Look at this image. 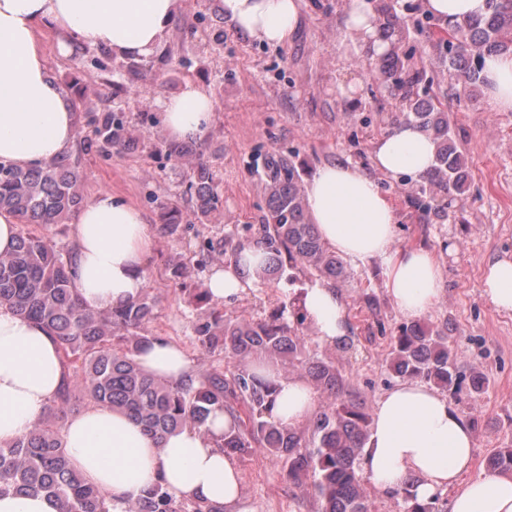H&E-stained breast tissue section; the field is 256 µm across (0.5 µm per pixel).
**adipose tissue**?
<instances>
[{
	"label": "adipose tissue",
	"mask_w": 512,
	"mask_h": 512,
	"mask_svg": "<svg viewBox=\"0 0 512 512\" xmlns=\"http://www.w3.org/2000/svg\"><path fill=\"white\" fill-rule=\"evenodd\" d=\"M181 0H0V165L28 168L67 155L77 134L71 98L56 82L37 38L40 25L65 34L77 46L104 47L121 58L150 57L162 45ZM219 9L250 38L280 45L297 31L299 0H218ZM346 57L376 63L389 49L371 0H350L341 39ZM485 101L490 111L512 112V54L484 60ZM170 138L201 139L216 118V103L193 81L161 103ZM432 138L401 123L373 144V164L384 175L417 181L431 169ZM305 199L322 241L356 263L377 261L399 311L415 319L442 295L443 268L432 250L396 243L397 213L379 185L359 167H319ZM73 238L76 275L72 288L88 308L104 309L140 298L147 286L144 265L154 239L136 206L110 191L95 194L76 214ZM263 250L244 249L238 264L215 269L207 286L214 300L230 302L249 286L238 267L259 269ZM482 297L512 311V260L488 263ZM324 344L346 338L344 300L314 282L288 291ZM150 372L171 382L188 369L174 344H155L140 356ZM63 381L58 345L45 328L0 305V444L27 432L52 403ZM272 410L287 427L302 425L314 412L309 384L296 376L278 378ZM231 423L212 414L208 433L185 428L155 441L126 415L100 406L69 418L62 437L74 466L101 491L111 494L112 512H124L156 479L176 496L247 512L235 457L219 442ZM364 470L382 493L410 490L418 502L448 494V512H512V472L474 469L470 423L432 385L406 380L389 389L372 413ZM414 486H407L409 476Z\"/></svg>",
	"instance_id": "1"
}]
</instances>
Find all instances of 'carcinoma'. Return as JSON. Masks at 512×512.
Wrapping results in <instances>:
<instances>
[{"label": "carcinoma", "mask_w": 512, "mask_h": 512, "mask_svg": "<svg viewBox=\"0 0 512 512\" xmlns=\"http://www.w3.org/2000/svg\"><path fill=\"white\" fill-rule=\"evenodd\" d=\"M377 12L383 29L398 32L397 43L383 56L380 75L396 83L392 95L406 101L399 120L411 121L432 135L435 164L422 178L421 191L462 198L470 187L467 164L451 136L448 114L419 99L421 72L413 70L397 52L407 37L393 6L380 0ZM437 62L465 92L481 88L484 58L512 52V0H488L485 14L445 29L433 43ZM99 151L121 152L135 140L126 122L107 113L97 129ZM169 155L188 166L189 190L195 192V213L206 220L219 201L211 167L191 146L168 149ZM262 173L268 194L266 223L248 224L243 240L214 243L201 252L216 251L236 262L243 249L257 246L267 254L265 266L255 275L262 281L297 265L320 278L336 282L347 277L343 259L321 240L306 215V200L296 166L283 154H267ZM83 201L81 178L67 155L27 169L0 166V211L18 220L14 250L0 254V305L50 331L57 341L62 368L76 369V378L63 379L57 396L31 429L13 441L0 444V495H45L57 512H112V497L86 480L71 463L62 431L73 400L88 398L93 404L124 412L156 440L186 427L207 429L216 410L232 417L221 447L238 458L265 450L288 466V478L305 477L318 512H370L359 468L369 435L370 414L365 401L346 390V379L332 359L305 356V337L299 327L308 322L297 312L298 328L282 322L286 306L258 318L228 317L210 310L209 290L193 294L200 315L194 325L195 341L203 353L216 351L238 365L230 375L215 368H200L180 383H171L147 371L138 355L146 344L159 340L146 334L154 302L143 296L106 310L85 307L72 290L76 272L75 251L62 255L54 237L30 230L65 224ZM159 231L175 237L182 230L178 201L161 203ZM271 361L288 372L298 367L329 402L308 420L310 435L283 427L271 419L277 392L274 379L257 369ZM457 354L448 334L418 323L403 325L392 337L390 367L398 377L420 379L448 390L456 379ZM488 472L512 471V448H503L485 462ZM404 512H439L437 502L421 504L402 495ZM124 512H203L191 499L176 498L156 480Z\"/></svg>", "instance_id": "carcinoma-1"}]
</instances>
